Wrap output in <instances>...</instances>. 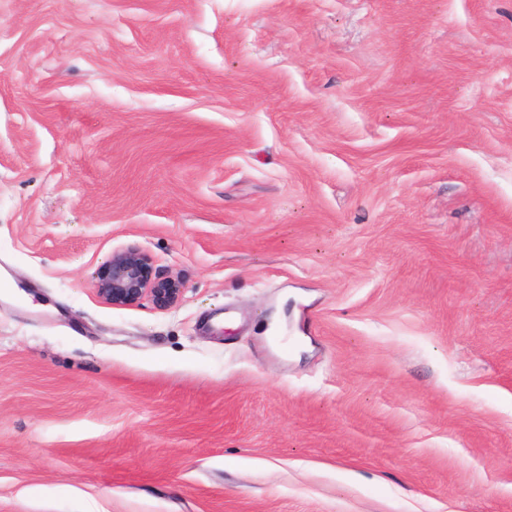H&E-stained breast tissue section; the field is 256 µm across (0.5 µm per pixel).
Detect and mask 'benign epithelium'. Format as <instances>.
Masks as SVG:
<instances>
[{
    "instance_id": "obj_1",
    "label": "benign epithelium",
    "mask_w": 512,
    "mask_h": 512,
    "mask_svg": "<svg viewBox=\"0 0 512 512\" xmlns=\"http://www.w3.org/2000/svg\"><path fill=\"white\" fill-rule=\"evenodd\" d=\"M146 264L147 258L142 254L128 251L113 253L107 276L97 284L100 297L113 305H127L153 291L144 275Z\"/></svg>"
}]
</instances>
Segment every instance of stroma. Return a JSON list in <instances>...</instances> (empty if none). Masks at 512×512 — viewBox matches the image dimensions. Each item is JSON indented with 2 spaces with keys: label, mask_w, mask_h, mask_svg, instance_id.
Masks as SVG:
<instances>
[{
  "label": "stroma",
  "mask_w": 512,
  "mask_h": 512,
  "mask_svg": "<svg viewBox=\"0 0 512 512\" xmlns=\"http://www.w3.org/2000/svg\"><path fill=\"white\" fill-rule=\"evenodd\" d=\"M0 277V512H512V0H0ZM146 264L145 255L128 251L114 252L108 264L107 276L97 284L100 297L112 305H127L151 293L153 288L144 275Z\"/></svg>",
  "instance_id": "1"
}]
</instances>
